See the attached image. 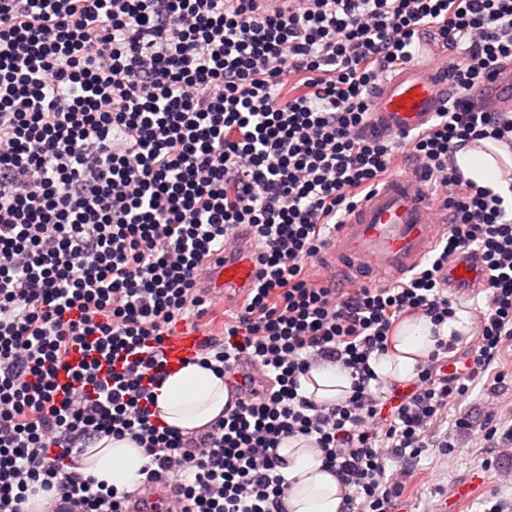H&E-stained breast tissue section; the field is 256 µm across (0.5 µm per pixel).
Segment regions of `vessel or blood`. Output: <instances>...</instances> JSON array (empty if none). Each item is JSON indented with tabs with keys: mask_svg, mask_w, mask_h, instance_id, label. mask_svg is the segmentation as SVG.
Masks as SVG:
<instances>
[{
	"mask_svg": "<svg viewBox=\"0 0 512 512\" xmlns=\"http://www.w3.org/2000/svg\"><path fill=\"white\" fill-rule=\"evenodd\" d=\"M452 92L446 67L427 61L408 63L378 85L372 120L391 135L422 128L447 105ZM483 104L493 112H512V63L500 71L493 93ZM446 220V214L433 207L419 174L395 172L345 220L329 259L348 274L379 284L418 265L443 233ZM208 266L203 287L210 295L251 286L260 269L252 249L243 247L212 257ZM443 275L452 288H477L483 282L479 265L466 256L450 260ZM201 341L198 333L175 331L164 344L169 366L194 357Z\"/></svg>",
	"mask_w": 512,
	"mask_h": 512,
	"instance_id": "obj_1",
	"label": "vessel or blood"
}]
</instances>
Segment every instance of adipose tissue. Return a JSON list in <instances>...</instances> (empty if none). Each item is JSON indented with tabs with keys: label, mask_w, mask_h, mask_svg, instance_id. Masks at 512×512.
Masks as SVG:
<instances>
[{
	"label": "adipose tissue",
	"mask_w": 512,
	"mask_h": 512,
	"mask_svg": "<svg viewBox=\"0 0 512 512\" xmlns=\"http://www.w3.org/2000/svg\"><path fill=\"white\" fill-rule=\"evenodd\" d=\"M456 164L465 177L494 191L502 190L498 163L492 155L462 150L456 155ZM430 329L426 321L403 324L388 353L371 359L375 373L393 380L409 379L418 360L427 358L435 343ZM301 384L306 396L329 404L348 396L351 379L340 366L323 364L312 369ZM229 399L225 376L191 363L169 372L155 390L153 408L159 421L193 432L221 418ZM278 453L289 481L285 497L288 512H342L348 489L335 474L323 470L319 453L309 441L287 440ZM141 464L142 455L135 443L105 438L87 449L80 467L105 486L130 491L139 480Z\"/></svg>",
	"instance_id": "1"
}]
</instances>
